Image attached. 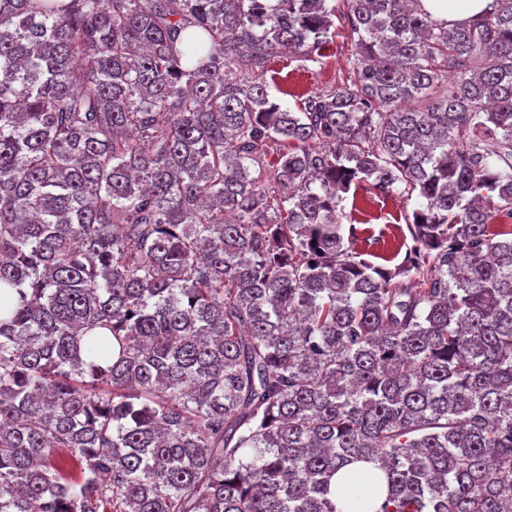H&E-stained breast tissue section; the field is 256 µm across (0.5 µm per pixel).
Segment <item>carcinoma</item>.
Returning a JSON list of instances; mask_svg holds the SVG:
<instances>
[{
  "instance_id": "cac0c4a2",
  "label": "carcinoma",
  "mask_w": 512,
  "mask_h": 512,
  "mask_svg": "<svg viewBox=\"0 0 512 512\" xmlns=\"http://www.w3.org/2000/svg\"><path fill=\"white\" fill-rule=\"evenodd\" d=\"M342 2L0 0V512H512V0ZM491 0H420L432 17L447 22H463L482 14ZM336 38L332 49L319 62L300 58L275 60L266 73L271 95L281 104L296 110L309 95L350 83L355 58V45L344 20L333 17ZM353 191L354 188H352L346 200L342 203L341 211H338V219L340 224H342V233L347 236L350 226H355L357 228V235L360 237L359 241L356 242L357 249L375 256L377 254L387 256L392 252L389 248L386 249L387 242L389 247L390 241L393 240V235H395L398 244L402 248L391 263H386L379 258L369 255L366 258L375 264L394 265L400 263L407 248L412 244L406 224H409V221H411L412 211L418 207L420 200L415 194L412 197L395 192L384 195L365 183L357 188L354 200ZM366 219L371 220L369 224H362L361 222H364ZM368 227L371 228V233L375 236L374 239L380 238L382 232H386L387 236L380 238L378 243H374L376 241L372 239L369 243H366L363 241V238L369 234L364 233L362 229ZM388 229H390L391 234H388ZM405 238L407 239L405 240ZM383 240H385V244Z\"/></svg>"
}]
</instances>
